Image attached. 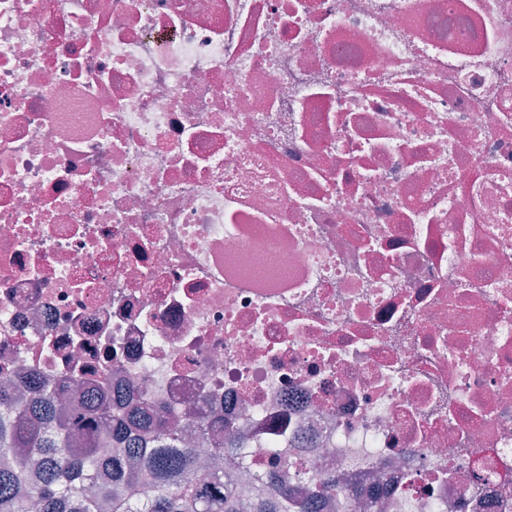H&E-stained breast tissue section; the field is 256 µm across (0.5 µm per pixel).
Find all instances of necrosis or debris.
<instances>
[{
	"label": "necrosis or debris",
	"instance_id": "necrosis-or-debris-1",
	"mask_svg": "<svg viewBox=\"0 0 512 512\" xmlns=\"http://www.w3.org/2000/svg\"><path fill=\"white\" fill-rule=\"evenodd\" d=\"M209 402L350 512H512V0H0V381Z\"/></svg>",
	"mask_w": 512,
	"mask_h": 512
}]
</instances>
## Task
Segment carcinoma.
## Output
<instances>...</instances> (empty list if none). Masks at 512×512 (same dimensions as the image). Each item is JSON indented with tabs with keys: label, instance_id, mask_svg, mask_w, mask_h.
Instances as JSON below:
<instances>
[{
	"label": "carcinoma",
	"instance_id": "obj_1",
	"mask_svg": "<svg viewBox=\"0 0 512 512\" xmlns=\"http://www.w3.org/2000/svg\"><path fill=\"white\" fill-rule=\"evenodd\" d=\"M172 412L78 379L0 383V512H321L336 477L290 486L272 467L237 489L243 439L212 409L186 421L210 433L211 466L171 423ZM139 483L147 491L135 492Z\"/></svg>",
	"mask_w": 512,
	"mask_h": 512
}]
</instances>
